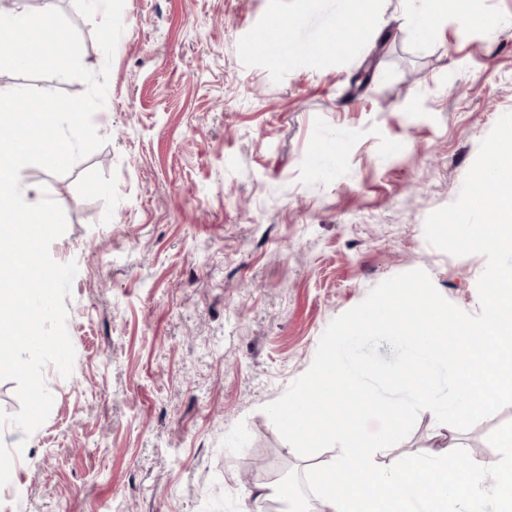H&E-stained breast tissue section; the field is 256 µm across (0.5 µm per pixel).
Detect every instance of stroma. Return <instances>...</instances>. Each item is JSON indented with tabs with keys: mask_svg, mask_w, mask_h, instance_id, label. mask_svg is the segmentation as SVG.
Masks as SVG:
<instances>
[{
	"mask_svg": "<svg viewBox=\"0 0 512 512\" xmlns=\"http://www.w3.org/2000/svg\"><path fill=\"white\" fill-rule=\"evenodd\" d=\"M82 61H104L74 0ZM421 0H379L343 55L281 68L244 49L273 15L318 45L352 0H125L104 144L66 174L21 170L64 209L50 253L76 262L65 298L73 372L46 366L54 397L31 435L0 428L17 456L0 512H241L258 459L302 472L264 413L310 367L329 322L421 268L480 311V255L424 236L454 202L481 141L512 112V28L449 13L431 37ZM506 407L467 430L420 414L381 467L454 443L485 444Z\"/></svg>",
	"mask_w": 512,
	"mask_h": 512,
	"instance_id": "obj_1",
	"label": "stroma"
}]
</instances>
